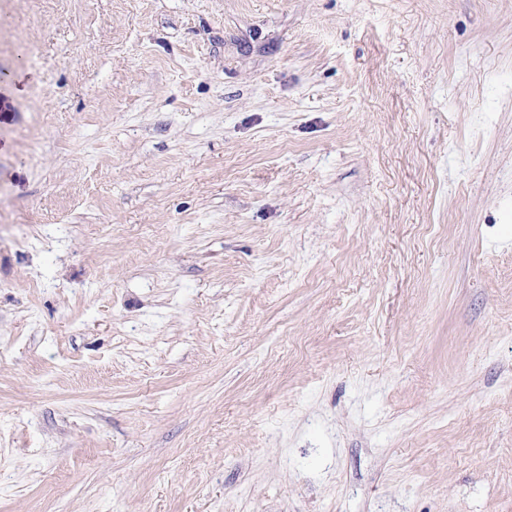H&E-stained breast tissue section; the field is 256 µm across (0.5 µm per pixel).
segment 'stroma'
<instances>
[{
	"mask_svg": "<svg viewBox=\"0 0 512 512\" xmlns=\"http://www.w3.org/2000/svg\"><path fill=\"white\" fill-rule=\"evenodd\" d=\"M0 512H512V0H0Z\"/></svg>",
	"mask_w": 512,
	"mask_h": 512,
	"instance_id": "stroma-1",
	"label": "stroma"
}]
</instances>
